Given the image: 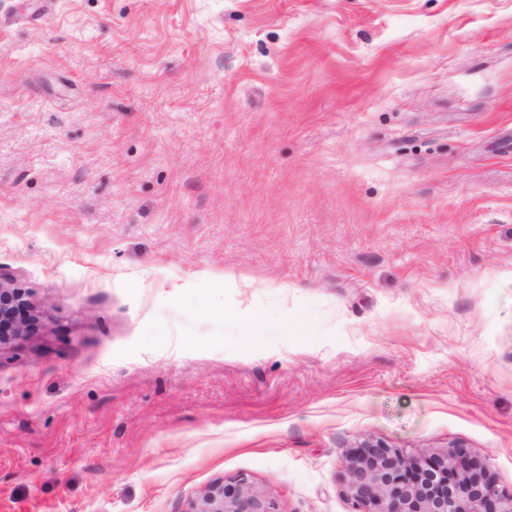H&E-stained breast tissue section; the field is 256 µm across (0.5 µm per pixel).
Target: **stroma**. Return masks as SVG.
<instances>
[{"mask_svg":"<svg viewBox=\"0 0 512 512\" xmlns=\"http://www.w3.org/2000/svg\"><path fill=\"white\" fill-rule=\"evenodd\" d=\"M0 285V512L512 491V0H0ZM23 288H4L0 285V346L5 342L4 336H25L29 320L21 318L16 309L27 304ZM347 470L351 512H512V492L462 449L408 456L364 438ZM270 503L244 483L226 488L213 485L205 489L187 512H272Z\"/></svg>","mask_w":512,"mask_h":512,"instance_id":"35a3bbf8","label":"stroma"}]
</instances>
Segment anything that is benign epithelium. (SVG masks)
<instances>
[{"instance_id": "7a95c632", "label": "benign epithelium", "mask_w": 512, "mask_h": 512, "mask_svg": "<svg viewBox=\"0 0 512 512\" xmlns=\"http://www.w3.org/2000/svg\"><path fill=\"white\" fill-rule=\"evenodd\" d=\"M22 288L0 285V344L24 336L28 320ZM351 512H512V492L500 489L487 464L456 449L435 456L422 449L408 456L370 438L348 461ZM189 512H271L270 503L241 483L205 489Z\"/></svg>"}]
</instances>
